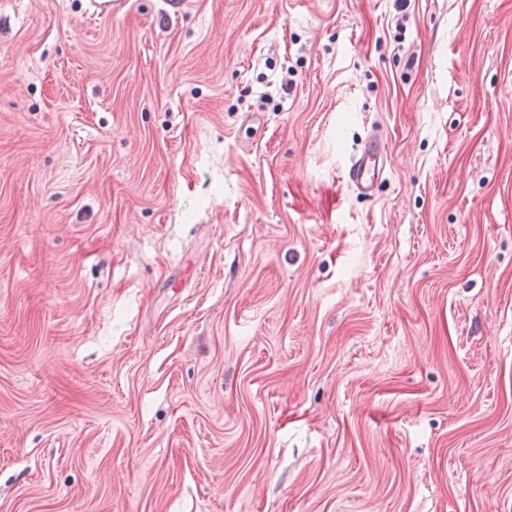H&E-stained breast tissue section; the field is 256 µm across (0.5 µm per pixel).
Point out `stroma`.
Masks as SVG:
<instances>
[{"label":"stroma","instance_id":"35a3bbf8","mask_svg":"<svg viewBox=\"0 0 512 512\" xmlns=\"http://www.w3.org/2000/svg\"><path fill=\"white\" fill-rule=\"evenodd\" d=\"M0 512H512V0H0ZM383 141L379 137H370L360 155L353 159L348 170L349 181L363 195H370L375 178L379 175L376 157L380 152Z\"/></svg>","mask_w":512,"mask_h":512}]
</instances>
